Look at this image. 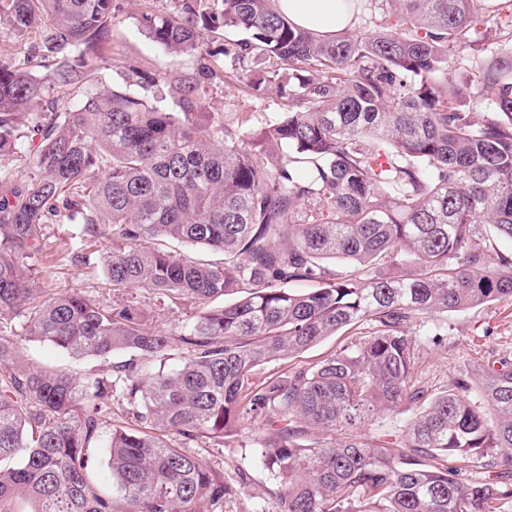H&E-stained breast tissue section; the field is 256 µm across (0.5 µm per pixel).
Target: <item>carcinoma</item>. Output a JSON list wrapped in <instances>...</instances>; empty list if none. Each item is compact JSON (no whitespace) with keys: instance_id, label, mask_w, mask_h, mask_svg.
Listing matches in <instances>:
<instances>
[{"instance_id":"cac0c4a2","label":"carcinoma","mask_w":512,"mask_h":512,"mask_svg":"<svg viewBox=\"0 0 512 512\" xmlns=\"http://www.w3.org/2000/svg\"><path fill=\"white\" fill-rule=\"evenodd\" d=\"M352 25L321 38L276 0H177L145 13L153 43L196 59L180 111L93 83L114 0H10L6 22L42 21V77L0 59V154L24 129L32 179L0 175V512H224L230 486L186 445L248 431L279 512H501L512 503V359L481 364L429 394L413 381L414 330L448 312L512 300V0H348ZM380 11L390 28L370 29ZM214 50L210 40L228 31ZM252 94L284 99L246 140L208 111L201 78L220 57ZM80 92L52 111V87ZM102 169L105 176L91 174ZM80 219L112 241L100 255L115 291L193 299L200 315L168 336L139 313L77 292L31 302L43 226ZM174 239L220 264L145 250ZM230 304L208 306L237 290ZM369 334L327 358L257 378L344 328ZM48 341L106 365L77 376L29 363ZM181 346L176 370L156 368ZM120 405L140 423L111 429ZM418 408L387 442L350 431ZM107 448L112 486L91 449ZM486 471L469 476L470 458Z\"/></svg>"}]
</instances>
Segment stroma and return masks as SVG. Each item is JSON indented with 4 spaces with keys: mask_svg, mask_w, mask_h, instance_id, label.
<instances>
[{
    "mask_svg": "<svg viewBox=\"0 0 512 512\" xmlns=\"http://www.w3.org/2000/svg\"><path fill=\"white\" fill-rule=\"evenodd\" d=\"M117 10L111 33L101 57L90 61L96 83L160 102L169 110H177L165 80L190 70L194 59L189 55H173L148 40L139 26L145 13H168L175 0H116ZM159 84H152V77ZM205 98L216 118L230 128L242 127L259 132L279 112L276 93L257 98L250 94L245 78L231 77L206 85ZM45 250L40 257L42 273L35 286L41 297L63 291L86 295L100 304H129L141 312L157 329L172 335L190 325L200 312L198 303L186 298L173 299L140 288L118 293L104 278L100 254L104 241L86 236L79 223L49 224L44 229ZM83 262H75V253ZM447 328L442 342L420 338L415 380L429 392L447 389L452 380L496 358L512 355V302H495L464 312H451L441 320ZM191 452L205 455L229 483L247 478L245 494L228 498L224 512H279L275 495L271 494L268 472L253 449L251 435L228 440L224 446L208 442L191 444Z\"/></svg>",
    "mask_w": 512,
    "mask_h": 512,
    "instance_id": "obj_1",
    "label": "stroma"
}]
</instances>
